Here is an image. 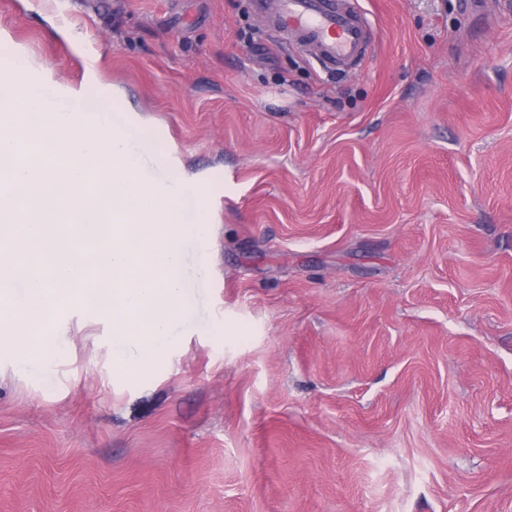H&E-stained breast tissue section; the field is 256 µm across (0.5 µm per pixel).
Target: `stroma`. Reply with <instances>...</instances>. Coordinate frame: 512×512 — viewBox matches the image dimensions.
Wrapping results in <instances>:
<instances>
[{
	"mask_svg": "<svg viewBox=\"0 0 512 512\" xmlns=\"http://www.w3.org/2000/svg\"><path fill=\"white\" fill-rule=\"evenodd\" d=\"M475 2L359 0L331 71L252 0H0L206 227L146 369L81 306L43 374L0 350V512H512V0Z\"/></svg>",
	"mask_w": 512,
	"mask_h": 512,
	"instance_id": "1",
	"label": "stroma"
}]
</instances>
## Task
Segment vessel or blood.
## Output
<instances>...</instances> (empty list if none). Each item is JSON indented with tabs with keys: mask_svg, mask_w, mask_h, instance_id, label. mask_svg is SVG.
<instances>
[{
	"mask_svg": "<svg viewBox=\"0 0 512 512\" xmlns=\"http://www.w3.org/2000/svg\"><path fill=\"white\" fill-rule=\"evenodd\" d=\"M273 3L267 24L277 38L299 44L330 69L365 59L371 26L354 0H256Z\"/></svg>",
	"mask_w": 512,
	"mask_h": 512,
	"instance_id": "vessel-or-blood-1",
	"label": "vessel or blood"
}]
</instances>
